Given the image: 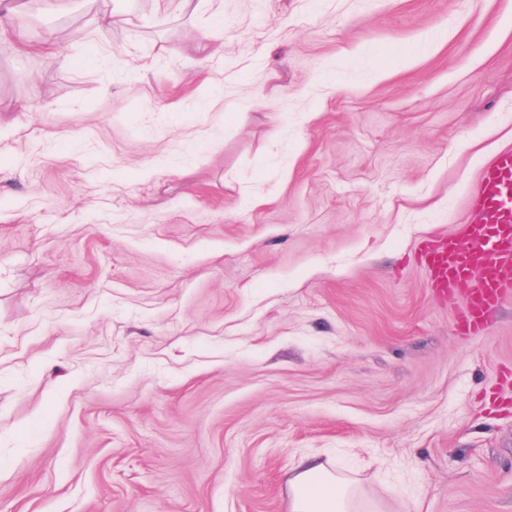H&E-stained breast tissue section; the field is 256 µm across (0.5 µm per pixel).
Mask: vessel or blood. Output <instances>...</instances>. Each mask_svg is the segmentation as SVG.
Instances as JSON below:
<instances>
[{
	"label": "vessel or blood",
	"instance_id": "b4317fda",
	"mask_svg": "<svg viewBox=\"0 0 512 512\" xmlns=\"http://www.w3.org/2000/svg\"><path fill=\"white\" fill-rule=\"evenodd\" d=\"M472 210L462 237L420 252L431 286L462 298L457 320L464 335L482 332L489 313L512 294V151L484 168Z\"/></svg>",
	"mask_w": 512,
	"mask_h": 512
}]
</instances>
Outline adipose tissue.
Masks as SVG:
<instances>
[{
    "label": "adipose tissue",
    "mask_w": 512,
    "mask_h": 512,
    "mask_svg": "<svg viewBox=\"0 0 512 512\" xmlns=\"http://www.w3.org/2000/svg\"><path fill=\"white\" fill-rule=\"evenodd\" d=\"M363 498L330 462L300 455L288 478V512H362Z\"/></svg>",
    "instance_id": "obj_1"
}]
</instances>
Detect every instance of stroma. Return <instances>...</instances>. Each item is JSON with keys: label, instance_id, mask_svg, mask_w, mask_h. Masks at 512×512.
<instances>
[{"label": "stroma", "instance_id": "obj_1", "mask_svg": "<svg viewBox=\"0 0 512 512\" xmlns=\"http://www.w3.org/2000/svg\"><path fill=\"white\" fill-rule=\"evenodd\" d=\"M97 9L0 33V512H286L303 451L512 512V296L459 335L418 258L512 150V0Z\"/></svg>", "mask_w": 512, "mask_h": 512}]
</instances>
